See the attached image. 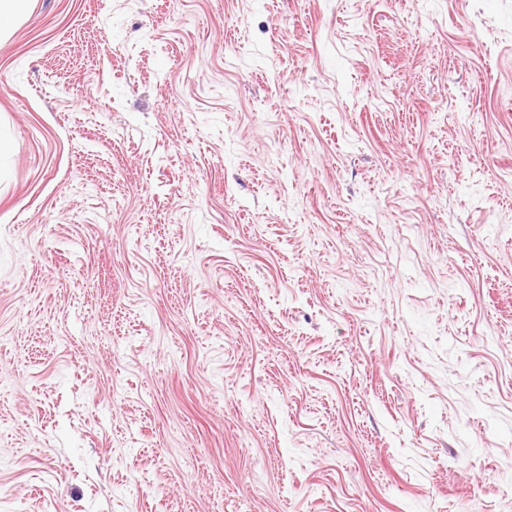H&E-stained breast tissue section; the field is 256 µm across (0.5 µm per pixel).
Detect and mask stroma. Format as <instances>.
I'll return each instance as SVG.
<instances>
[{"mask_svg":"<svg viewBox=\"0 0 512 512\" xmlns=\"http://www.w3.org/2000/svg\"><path fill=\"white\" fill-rule=\"evenodd\" d=\"M0 512H512V0H27Z\"/></svg>","mask_w":512,"mask_h":512,"instance_id":"1","label":"stroma"}]
</instances>
